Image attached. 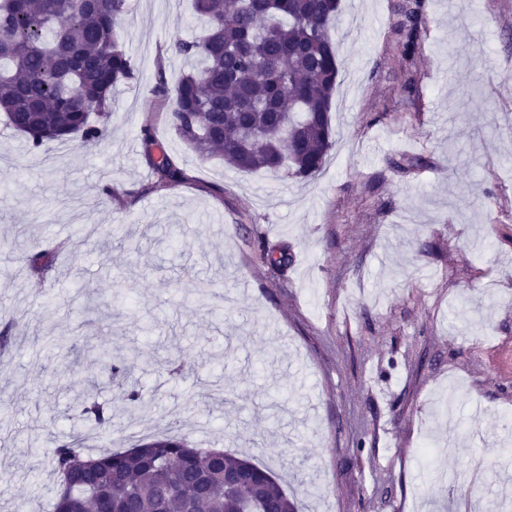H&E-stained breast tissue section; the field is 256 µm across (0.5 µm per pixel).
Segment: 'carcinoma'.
<instances>
[{
	"label": "carcinoma",
	"mask_w": 512,
	"mask_h": 512,
	"mask_svg": "<svg viewBox=\"0 0 512 512\" xmlns=\"http://www.w3.org/2000/svg\"><path fill=\"white\" fill-rule=\"evenodd\" d=\"M201 31L172 50L197 62L173 90L169 121L198 156H221L243 172L281 171L312 178L333 146L331 100L339 64L330 29L336 0H194ZM126 0H0V112L30 149L74 136L100 142L90 121L110 112L117 84L132 79L121 49ZM155 182L175 185L185 174L150 131L143 133ZM273 270L288 253L259 243ZM48 251L30 259L37 282L52 269ZM103 426L112 415L79 401ZM52 469L73 491L54 512H297L266 469L234 453L154 437L126 450L86 456L77 440L52 450ZM249 467L251 483L229 486L224 474Z\"/></svg>",
	"instance_id": "1"
}]
</instances>
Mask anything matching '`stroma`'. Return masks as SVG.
Instances as JSON below:
<instances>
[{
  "mask_svg": "<svg viewBox=\"0 0 512 512\" xmlns=\"http://www.w3.org/2000/svg\"><path fill=\"white\" fill-rule=\"evenodd\" d=\"M198 27L191 0H127L135 75L95 147L34 153L0 118V512H51L70 436L242 453L300 512H484L512 488V380L485 356L512 343V0H342L335 145L307 180L175 135L154 88L190 72L171 46ZM145 130L183 182L153 188ZM94 225L120 235L101 248ZM86 343L131 364L137 411Z\"/></svg>",
  "mask_w": 512,
  "mask_h": 512,
  "instance_id": "obj_1",
  "label": "stroma"
}]
</instances>
